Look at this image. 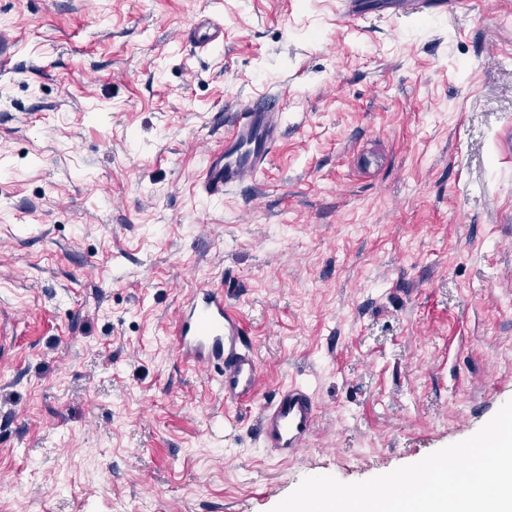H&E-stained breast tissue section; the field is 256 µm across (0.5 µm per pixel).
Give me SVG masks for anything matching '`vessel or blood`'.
I'll list each match as a JSON object with an SVG mask.
<instances>
[{"mask_svg": "<svg viewBox=\"0 0 512 512\" xmlns=\"http://www.w3.org/2000/svg\"><path fill=\"white\" fill-rule=\"evenodd\" d=\"M470 0H389L395 13H419L434 18L448 7L468 9ZM366 16L362 0H338L337 20L352 25ZM187 40L204 53L223 45L224 26L216 14L192 18ZM284 128V106L274 95L241 101L224 128V145L203 156L199 187L207 204L220 205L226 191L256 184L269 166ZM173 346L183 364L209 371L219 369L218 391L228 403L254 396L261 366L250 332L238 308L218 287L190 291L179 305L172 329ZM316 407L309 392L292 385L263 407L258 423L263 447L290 457L310 436Z\"/></svg>", "mask_w": 512, "mask_h": 512, "instance_id": "vessel-or-blood-1", "label": "vessel or blood"}]
</instances>
